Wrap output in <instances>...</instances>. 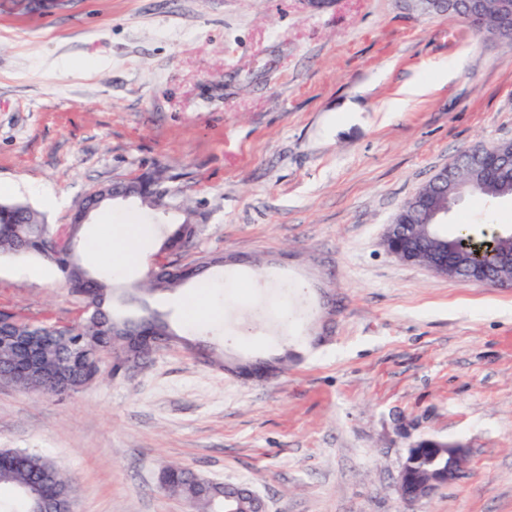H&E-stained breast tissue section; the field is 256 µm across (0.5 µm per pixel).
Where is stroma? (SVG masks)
<instances>
[{"instance_id": "35a3bbf8", "label": "stroma", "mask_w": 512, "mask_h": 512, "mask_svg": "<svg viewBox=\"0 0 512 512\" xmlns=\"http://www.w3.org/2000/svg\"><path fill=\"white\" fill-rule=\"evenodd\" d=\"M0 0V200L69 224L91 189L154 165L207 213L181 249L174 211L116 201L94 225L149 224L113 310L155 313L180 344L132 377L103 361L65 399L0 383V448L42 452L74 512H196L160 491L165 465L243 483L268 512H512V288L462 284L383 246L400 207L475 143L512 140V41L409 0ZM448 65L399 112L385 104ZM512 225V199L472 195L458 224ZM223 285L219 318L187 326L197 283L125 301L160 263ZM0 309L71 324L82 300L41 260L0 256ZM225 361L287 357L268 380ZM422 437L468 450L463 476L406 506Z\"/></svg>"}]
</instances>
